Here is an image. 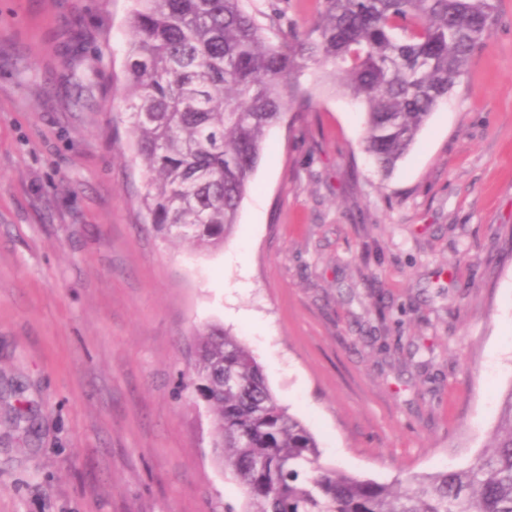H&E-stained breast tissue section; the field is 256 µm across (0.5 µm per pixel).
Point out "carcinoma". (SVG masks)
<instances>
[{"mask_svg": "<svg viewBox=\"0 0 512 512\" xmlns=\"http://www.w3.org/2000/svg\"><path fill=\"white\" fill-rule=\"evenodd\" d=\"M126 94L151 223L205 250L237 224L267 130L306 99L301 76L331 67L365 111L363 151L387 176L487 42L497 0H319L315 22L272 32L250 0H135ZM188 387L215 421L213 453L241 490L224 512H512V387L494 452L393 485L320 462L254 355L208 326Z\"/></svg>", "mask_w": 512, "mask_h": 512, "instance_id": "cac0c4a2", "label": "carcinoma"}]
</instances>
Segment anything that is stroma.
Listing matches in <instances>:
<instances>
[{
	"mask_svg": "<svg viewBox=\"0 0 512 512\" xmlns=\"http://www.w3.org/2000/svg\"><path fill=\"white\" fill-rule=\"evenodd\" d=\"M305 26L318 0H251ZM134 0H0V512H224L195 333L253 352L321 460L468 466L512 388V0L387 177L331 76L267 137L221 249L149 224Z\"/></svg>",
	"mask_w": 512,
	"mask_h": 512,
	"instance_id": "1",
	"label": "stroma"
}]
</instances>
